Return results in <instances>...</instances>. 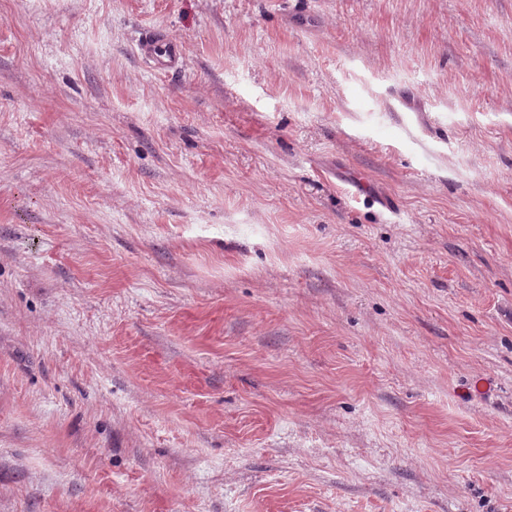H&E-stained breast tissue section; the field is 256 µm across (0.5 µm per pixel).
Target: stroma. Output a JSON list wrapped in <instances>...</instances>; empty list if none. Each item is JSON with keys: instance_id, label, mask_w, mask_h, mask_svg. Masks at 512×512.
I'll list each match as a JSON object with an SVG mask.
<instances>
[{"instance_id": "stroma-1", "label": "stroma", "mask_w": 512, "mask_h": 512, "mask_svg": "<svg viewBox=\"0 0 512 512\" xmlns=\"http://www.w3.org/2000/svg\"><path fill=\"white\" fill-rule=\"evenodd\" d=\"M0 512H512V0H0Z\"/></svg>"}]
</instances>
